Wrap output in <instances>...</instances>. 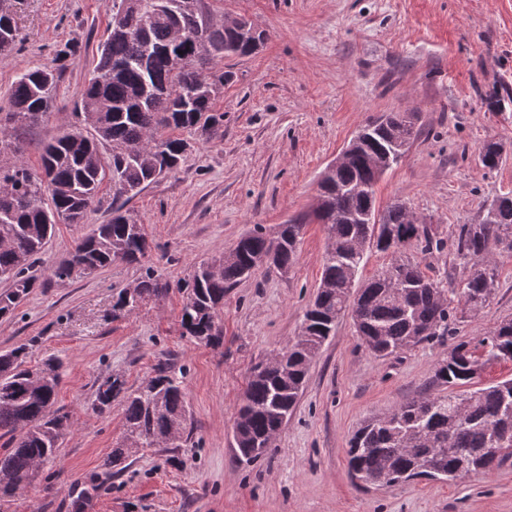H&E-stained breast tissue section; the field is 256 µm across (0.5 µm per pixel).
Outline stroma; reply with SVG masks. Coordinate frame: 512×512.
<instances>
[{
    "mask_svg": "<svg viewBox=\"0 0 512 512\" xmlns=\"http://www.w3.org/2000/svg\"><path fill=\"white\" fill-rule=\"evenodd\" d=\"M205 8L217 21L248 18L268 40L252 56L222 62L231 74L216 103L223 136L197 141L177 170L127 203L146 228L148 255L74 281L51 279L52 265L111 218L112 183L104 181L101 206L84 223L57 225L46 244L35 267L44 287L0 320V350L25 343L32 363L64 360L57 405L72 420L58 457L8 512H73L70 486L97 477L124 431L121 402L95 410L98 383L120 374L139 386L161 361L185 372L193 442L175 464L157 449H139L86 512H512V465L456 482L384 486L353 480L347 467L348 442L364 420L428 389L452 344L476 343L512 318V255L499 256L492 299L455 335L379 359L352 319H342L271 450L250 464L232 450L236 412L254 365L298 334L320 280L323 225H306L290 272L259 270L225 296L221 347L181 335L174 289L129 317H112L114 296L145 269L174 285L254 225L311 213L324 168L384 113H417L421 133L379 181L378 205L405 202L443 233L477 222L484 204L512 193V0H205ZM14 10L22 40L0 55V113L9 111L10 86L24 68L51 63L65 43L80 47L65 63L51 112L11 134L35 170L42 146L76 121L112 0H16ZM489 140L506 152L493 170L478 158ZM419 263L449 288L469 273L450 247Z\"/></svg>",
    "mask_w": 512,
    "mask_h": 512,
    "instance_id": "obj_1",
    "label": "stroma"
}]
</instances>
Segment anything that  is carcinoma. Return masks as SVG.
Here are the masks:
<instances>
[{
  "instance_id": "cac0c4a2",
  "label": "carcinoma",
  "mask_w": 512,
  "mask_h": 512,
  "mask_svg": "<svg viewBox=\"0 0 512 512\" xmlns=\"http://www.w3.org/2000/svg\"><path fill=\"white\" fill-rule=\"evenodd\" d=\"M0 54L13 51L19 32L7 0H0ZM200 33L198 50L182 41L183 32ZM267 33L244 18L224 17L215 23L204 0H112L109 36L101 45L95 75L76 113L92 129L62 133L45 144L40 171L25 164L20 147L6 139L7 126L38 124L54 103L65 61L77 48L66 43L53 65L26 69L12 83L13 111L0 116V152L14 161L0 165V277L9 287L0 292V318L43 282L34 274L58 224H82L97 202L106 176L115 186L112 218L80 239L70 257L51 270V278L70 281L92 275L117 260L138 262L150 249L144 225L123 211L147 185L180 164L191 142L178 136L189 131L209 141L223 136L224 113L214 103L224 92V72L216 64L226 57H247L264 44ZM370 139L341 168L319 182L314 217L325 229L327 248L320 282L306 309L295 339L281 349L277 368L266 360L253 367L234 428L239 459L254 455L277 435L294 411L309 366L336 328L334 320L351 318L367 351L386 358L435 338L451 335V325L477 314L497 286V259L512 254V194L494 198L475 224H459L452 238L424 222L414 223L408 208L393 203L382 212L381 224L362 218L376 207L372 157L395 152L394 144L418 130L406 112H390L370 120ZM482 165L493 170L503 158L501 144L485 142ZM306 219L297 218L269 232L261 224L244 234L227 254L199 264L176 284L184 294L181 335L219 347L224 343L219 314L224 296L257 270L256 260L270 255L267 267L287 273L295 264ZM416 244L424 255L454 247L472 261L468 277L456 292L428 277L420 263L406 255ZM390 256L388 265L370 279H360L367 253ZM171 288L150 269L134 286L135 295L118 292L112 319L132 315L150 300L163 299ZM481 359L467 342L455 344L435 367L433 383L448 393H420L400 402L387 415L365 422L352 436L348 467L364 483L396 484L418 477L452 481L472 472L488 473L512 461V379L479 386L477 379L492 363L512 361V319L500 322L478 339ZM30 347L20 344L0 351V433L12 447L0 454V506L33 485L41 467L53 460L71 428L70 416L54 409L62 362L47 359L28 365ZM184 372L166 362L137 388L119 375L97 386L94 406L104 412L116 400L124 404L125 434L101 462L109 477L121 475L138 448L169 451L190 441ZM474 389L458 394L456 386ZM97 485L72 487L74 512H85Z\"/></svg>"
}]
</instances>
